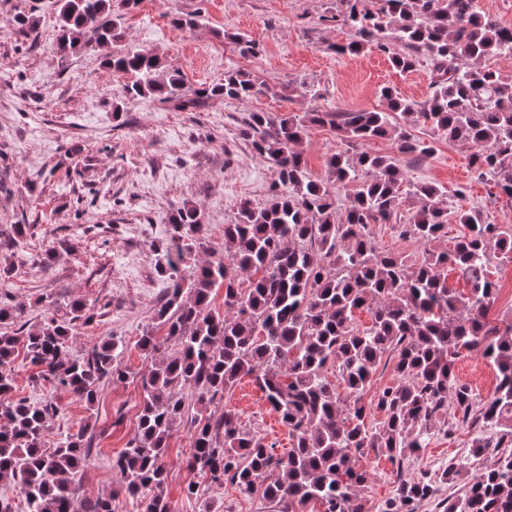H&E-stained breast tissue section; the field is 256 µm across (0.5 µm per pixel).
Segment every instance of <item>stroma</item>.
Instances as JSON below:
<instances>
[{"label":"stroma","mask_w":512,"mask_h":512,"mask_svg":"<svg viewBox=\"0 0 512 512\" xmlns=\"http://www.w3.org/2000/svg\"><path fill=\"white\" fill-rule=\"evenodd\" d=\"M33 7L40 34L31 46L13 35L12 18L17 10ZM194 12L202 20L193 29L169 23L170 15ZM334 12L335 0H142L123 19L125 46L157 54L193 90L223 82L225 73L235 69L251 72L265 87L245 102L211 97L197 109L182 110L150 99L124 101L121 78L102 66L110 47L60 53L51 0H0V233L14 224L30 227L23 249L0 250V265L12 268L0 290L8 291L33 323L41 318L46 299L85 300L94 318L81 327L75 352L120 337L128 372L125 380L102 386L92 428L86 425L84 405L73 396L47 384L33 386L34 370L21 349L13 363L14 395L57 404L50 438L84 432L91 448L76 485L84 495H112V512H142L139 500L121 493L122 478L112 460L137 428L140 377L149 367L137 341L164 299L154 248L166 241L167 215L196 205L208 226L207 252L213 255L223 252L224 226L241 199L257 206L270 199L277 173L241 136L249 113L380 110L385 86L417 102L431 95L427 64L401 73L374 50L337 54L350 31L337 25ZM227 30L247 35L256 53L241 54L224 39ZM301 83L315 87V94L297 92ZM410 131L433 146L431 155L419 159L401 153L387 139L368 148L393 157L409 180L437 185L448 210L475 207L490 223L512 224V200L498 195L492 181L477 179L471 145L448 141L420 121L411 123ZM300 148L311 178L323 182L328 157L350 146L326 122L309 126ZM419 207L417 199L403 197L387 223L372 225L379 250L421 254L422 245L402 233ZM49 252L56 258L41 268L39 261ZM455 373L480 399L490 398L496 388L493 366L477 353L459 357ZM228 408L257 426L275 452L287 454L282 440L288 430L251 377H242L209 406L215 416ZM471 438L462 425L452 434H436L413 471L440 472L449 461L468 455ZM191 443V424L182 422L164 459L166 494L177 512H197L185 497L192 482L203 499L229 503L234 512H265L260 500L239 498L231 484L212 485L190 472L184 460ZM359 464L373 475L364 495L377 512L396 488V468L375 451Z\"/></svg>","instance_id":"1"}]
</instances>
